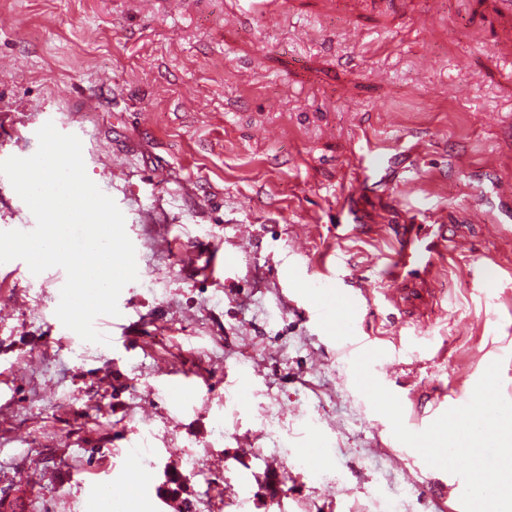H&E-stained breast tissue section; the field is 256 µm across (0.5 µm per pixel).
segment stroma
<instances>
[{
	"instance_id": "obj_1",
	"label": "stroma",
	"mask_w": 512,
	"mask_h": 512,
	"mask_svg": "<svg viewBox=\"0 0 512 512\" xmlns=\"http://www.w3.org/2000/svg\"><path fill=\"white\" fill-rule=\"evenodd\" d=\"M184 2L0 0V160L48 122L76 135L140 271L107 346L56 316L65 270L0 264V512H88L134 443L139 512H456L307 309L314 287L370 288L357 333L410 431L497 360L512 400V46L489 39L492 0H281L273 27ZM34 223L0 177V231ZM408 226L424 257L397 272ZM167 378L197 384L189 405Z\"/></svg>"
}]
</instances>
